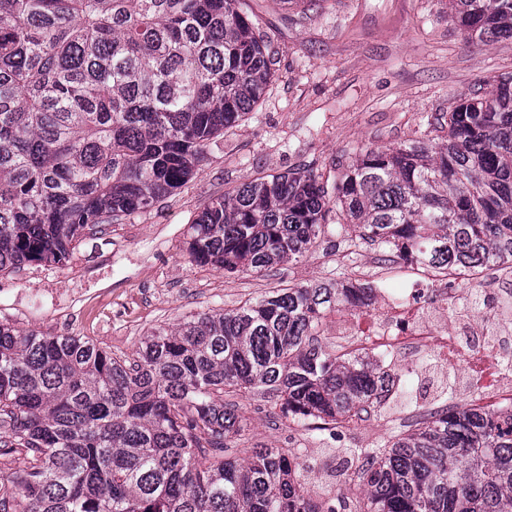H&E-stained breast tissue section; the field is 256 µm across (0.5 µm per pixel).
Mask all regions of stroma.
I'll return each mask as SVG.
<instances>
[{"label":"stroma","instance_id":"35a3bbf8","mask_svg":"<svg viewBox=\"0 0 512 512\" xmlns=\"http://www.w3.org/2000/svg\"><path fill=\"white\" fill-rule=\"evenodd\" d=\"M243 9L276 51L275 76L253 111L212 141L196 177L121 217L107 235L85 238L65 266L0 276V321L85 336L128 358L155 328L239 307L274 288L349 278L357 266L403 288L373 250L350 253L347 228L325 226L311 253L257 275L192 264L188 227L213 199L255 178L301 169L330 186L360 149L439 138L458 94L484 93L493 77L512 74V37L465 43L448 0H327L319 11L245 0ZM382 369L391 380L376 409L384 429L346 434L328 447L279 418L271 399L246 393L237 398L247 420L240 447L303 449L308 486L319 494L355 470L348 449L415 430L417 407L441 406L449 385L462 402L471 383L466 364L436 355H389Z\"/></svg>","mask_w":512,"mask_h":512}]
</instances>
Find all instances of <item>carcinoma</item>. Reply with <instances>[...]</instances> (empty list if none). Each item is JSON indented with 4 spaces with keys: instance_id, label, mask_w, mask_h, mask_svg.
<instances>
[{
    "instance_id": "cac0c4a2",
    "label": "carcinoma",
    "mask_w": 512,
    "mask_h": 512,
    "mask_svg": "<svg viewBox=\"0 0 512 512\" xmlns=\"http://www.w3.org/2000/svg\"><path fill=\"white\" fill-rule=\"evenodd\" d=\"M466 42L512 37V0H449ZM274 51L239 0H0V274L65 265L85 236L182 187L211 141L251 112ZM257 177L189 228L199 266L261 274L303 256L336 211L369 246L419 266L512 269V75L461 94L440 142L364 148L333 186ZM367 286L275 288L156 328L133 359L82 336L0 321V512H341L309 493L288 448L232 453L246 430L224 396L334 430L380 402L370 357L323 345L322 319ZM356 512H512V412L460 405L359 448Z\"/></svg>"
}]
</instances>
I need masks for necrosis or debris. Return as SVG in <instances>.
<instances>
[{
  "label": "necrosis or debris",
  "mask_w": 512,
  "mask_h": 512,
  "mask_svg": "<svg viewBox=\"0 0 512 512\" xmlns=\"http://www.w3.org/2000/svg\"><path fill=\"white\" fill-rule=\"evenodd\" d=\"M411 287L393 298L383 283L371 285L372 307L346 306L336 314L341 350L353 356L385 357L394 353L433 352L455 364L499 354L502 337L512 334V314L506 309L512 290L504 275L495 274L496 288L482 318L460 307L459 289L450 287V274L411 267ZM477 391L466 393L464 405L475 411H512V383L500 371L483 373Z\"/></svg>",
  "instance_id": "4bbe7bcc"
}]
</instances>
